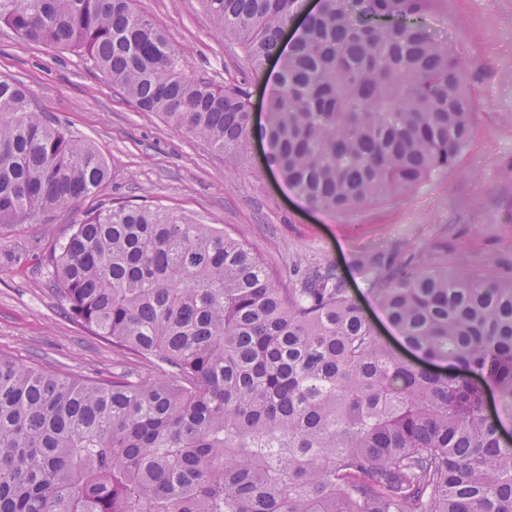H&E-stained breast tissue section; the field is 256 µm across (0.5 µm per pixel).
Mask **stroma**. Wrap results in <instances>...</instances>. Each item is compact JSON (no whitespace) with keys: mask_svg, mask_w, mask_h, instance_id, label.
Instances as JSON below:
<instances>
[{"mask_svg":"<svg viewBox=\"0 0 512 512\" xmlns=\"http://www.w3.org/2000/svg\"><path fill=\"white\" fill-rule=\"evenodd\" d=\"M179 48L196 75L215 84L248 80L255 122L269 88L244 55L220 38L201 0H136ZM432 35L456 52L475 102L472 137L455 169L408 197L351 216L308 206L266 162L253 141L249 160L215 151L184 129L139 109L83 57L20 40L0 24V76L19 82L34 107L89 141L109 175L74 206L35 224L0 226V355L44 370L108 377L128 369L111 346L85 336L67 316L49 264L84 215L115 201L160 206L250 243L274 269L330 262L390 343L389 326L360 268L367 255L403 260L409 249L444 244L464 262L512 265V0H450L427 19Z\"/></svg>","mask_w":512,"mask_h":512,"instance_id":"35a3bbf8","label":"stroma"}]
</instances>
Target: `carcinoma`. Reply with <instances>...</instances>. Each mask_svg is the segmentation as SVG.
<instances>
[{"instance_id": "cac0c4a2", "label": "carcinoma", "mask_w": 512, "mask_h": 512, "mask_svg": "<svg viewBox=\"0 0 512 512\" xmlns=\"http://www.w3.org/2000/svg\"><path fill=\"white\" fill-rule=\"evenodd\" d=\"M135 0H0L21 39L70 50L143 112L245 158L267 141L282 181L350 215L453 169L474 102L427 32L448 0H201L258 73L277 57L266 122L245 82L187 72ZM108 177L89 142L0 78V224L35 223ZM71 322L136 362L110 379L0 357V512H512V273L362 264L380 336L335 265L284 277L256 250L160 207L117 202L50 258Z\"/></svg>"}]
</instances>
